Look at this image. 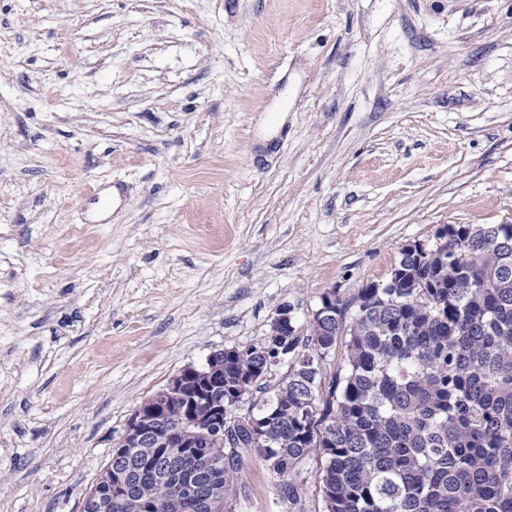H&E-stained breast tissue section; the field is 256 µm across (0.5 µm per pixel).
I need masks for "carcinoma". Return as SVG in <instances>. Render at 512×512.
<instances>
[{
    "instance_id": "1",
    "label": "carcinoma",
    "mask_w": 512,
    "mask_h": 512,
    "mask_svg": "<svg viewBox=\"0 0 512 512\" xmlns=\"http://www.w3.org/2000/svg\"><path fill=\"white\" fill-rule=\"evenodd\" d=\"M447 229L425 248L403 247L386 287L323 304L308 332L224 349L212 399L229 402L250 377L260 396L232 447L183 433L186 450L210 453L219 469L199 491L216 512H233L253 452L286 512H306L311 456L322 462L323 512H512V224ZM340 336L347 357L328 379ZM120 464L128 505L109 504L106 467L96 512H171L172 452L125 448Z\"/></svg>"
}]
</instances>
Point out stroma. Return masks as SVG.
I'll return each instance as SVG.
<instances>
[{"mask_svg":"<svg viewBox=\"0 0 512 512\" xmlns=\"http://www.w3.org/2000/svg\"><path fill=\"white\" fill-rule=\"evenodd\" d=\"M509 221L512 0H0V512H81L183 367Z\"/></svg>","mask_w":512,"mask_h":512,"instance_id":"obj_1","label":"stroma"}]
</instances>
